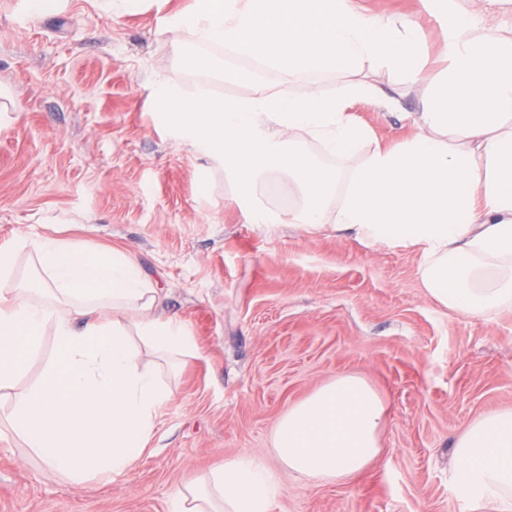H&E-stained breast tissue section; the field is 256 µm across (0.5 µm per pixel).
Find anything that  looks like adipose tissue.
Masks as SVG:
<instances>
[{
	"label": "adipose tissue",
	"instance_id": "ef3b65f1",
	"mask_svg": "<svg viewBox=\"0 0 512 512\" xmlns=\"http://www.w3.org/2000/svg\"><path fill=\"white\" fill-rule=\"evenodd\" d=\"M420 2L442 32V66L431 74L413 20L355 0H195L167 19L173 40L189 35L292 76L334 70L347 79L333 93L302 83L285 97L260 85L229 105L162 84L153 95L186 138L223 160L250 223L330 227L369 246L414 249L432 300L490 319L512 307V31L485 24L484 0L467 9L458 0ZM368 66L426 87L421 111L409 115L413 134L397 146L381 144L349 112L353 101L387 99L361 79ZM278 176L288 188L284 210L264 195ZM34 251L46 280L12 288L16 256L0 250V389L44 332L56 351L39 384L0 408V421L72 482L127 473L173 396L159 364L196 355L194 338L182 322L155 316L157 291L123 252L49 237ZM146 351L157 365L143 364ZM386 416L364 378L342 373L281 415L273 452L311 481L345 483L380 456ZM452 448L466 512H512V409L474 418ZM278 488L263 459L243 457L177 491L170 512H273Z\"/></svg>",
	"mask_w": 512,
	"mask_h": 512
}]
</instances>
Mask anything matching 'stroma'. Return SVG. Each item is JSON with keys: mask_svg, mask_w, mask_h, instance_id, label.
I'll use <instances>...</instances> for the list:
<instances>
[{"mask_svg": "<svg viewBox=\"0 0 512 512\" xmlns=\"http://www.w3.org/2000/svg\"><path fill=\"white\" fill-rule=\"evenodd\" d=\"M0 0V248L17 255L15 281L43 278L32 243L52 236L130 254L160 292L155 311L182 321L198 354L163 377L174 390L135 468L76 485L0 430V512H169L173 494L220 461L264 457L280 483L273 512H465L450 479L451 443L480 414L512 407V309L490 320L433 302L411 249H372L325 232L248 223L224 170L181 138L151 90L250 95L251 78L285 96L299 83L332 92L338 72L291 76L226 48L178 44L162 30L194 0H145L105 11L68 0L29 20ZM413 16L429 59L441 31L418 0H357ZM209 51L229 72L188 70ZM391 104L351 112L378 140L411 136L404 113L425 89L366 69ZM340 373L367 379L389 404L379 460L347 483H310L272 453L275 424Z\"/></svg>", "mask_w": 512, "mask_h": 512, "instance_id": "35a3bbf8", "label": "stroma"}]
</instances>
